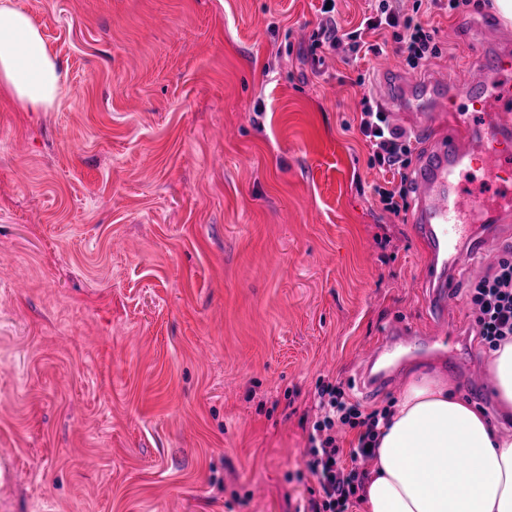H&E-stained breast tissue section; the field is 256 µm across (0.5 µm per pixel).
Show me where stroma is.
<instances>
[{
  "label": "stroma",
  "mask_w": 512,
  "mask_h": 512,
  "mask_svg": "<svg viewBox=\"0 0 512 512\" xmlns=\"http://www.w3.org/2000/svg\"><path fill=\"white\" fill-rule=\"evenodd\" d=\"M64 81L45 112L0 99V512H296L316 388L363 413L355 354L431 325L424 250L375 191L356 79L398 44L314 62L322 0H13ZM429 19L467 67L494 0ZM488 368L466 292L448 308Z\"/></svg>",
  "instance_id": "35a3bbf8"
}]
</instances>
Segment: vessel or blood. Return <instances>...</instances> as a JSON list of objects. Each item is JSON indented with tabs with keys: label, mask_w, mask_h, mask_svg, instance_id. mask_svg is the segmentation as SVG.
Returning <instances> with one entry per match:
<instances>
[{
	"label": "vessel or blood",
	"mask_w": 512,
	"mask_h": 512,
	"mask_svg": "<svg viewBox=\"0 0 512 512\" xmlns=\"http://www.w3.org/2000/svg\"><path fill=\"white\" fill-rule=\"evenodd\" d=\"M468 59L480 73L478 82L413 74L387 96L390 110L425 139L421 165L412 176L416 206L409 221L425 246L422 288L440 330L397 322L361 348L356 382L369 392L390 388L399 377L398 366L380 370L377 362L405 353L438 361L462 373L464 383L481 397L491 396V378L463 371L441 334L459 273L479 275L494 225L512 221V182L506 178L512 172V51L483 34L472 39ZM474 169L495 193L464 192L462 178Z\"/></svg>",
	"instance_id": "1"
}]
</instances>
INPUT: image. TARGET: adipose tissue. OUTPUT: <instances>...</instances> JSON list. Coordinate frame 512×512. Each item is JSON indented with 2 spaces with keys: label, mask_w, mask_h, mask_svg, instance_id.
<instances>
[{
  "label": "adipose tissue",
  "mask_w": 512,
  "mask_h": 512,
  "mask_svg": "<svg viewBox=\"0 0 512 512\" xmlns=\"http://www.w3.org/2000/svg\"><path fill=\"white\" fill-rule=\"evenodd\" d=\"M62 74L45 37L12 0H0V96L22 111L54 104ZM494 394L512 414V341L492 350ZM467 466L449 469V456ZM364 512H512V438L436 379L411 382L378 422Z\"/></svg>",
  "instance_id": "1"
}]
</instances>
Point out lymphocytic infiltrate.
<instances>
[{"label":"lymphocytic infiltrate","mask_w":512,"mask_h":512,"mask_svg":"<svg viewBox=\"0 0 512 512\" xmlns=\"http://www.w3.org/2000/svg\"><path fill=\"white\" fill-rule=\"evenodd\" d=\"M402 0H372L359 26L341 30L334 7H323L324 18L312 35L311 47L322 53L356 56L381 53L380 44L370 43L371 33L387 30L395 42L404 45L410 69L423 70L441 50L435 41L436 28L424 26L416 14L406 12ZM359 131L370 153L371 167L380 171L403 172L412 152L413 137L393 126L387 112L372 93L360 100ZM476 332L489 346L512 339V249L504 251L488 270L476 279L467 295ZM319 413L308 434L307 471L316 478L318 497L309 499L302 512H347L351 498L364 487L365 468L373 457L370 445L378 423L377 413H362L345 399L342 384L325 382L317 391ZM359 431L358 442L350 451L337 443V425Z\"/></svg>","instance_id":"lymphocytic-infiltrate-1"}]
</instances>
